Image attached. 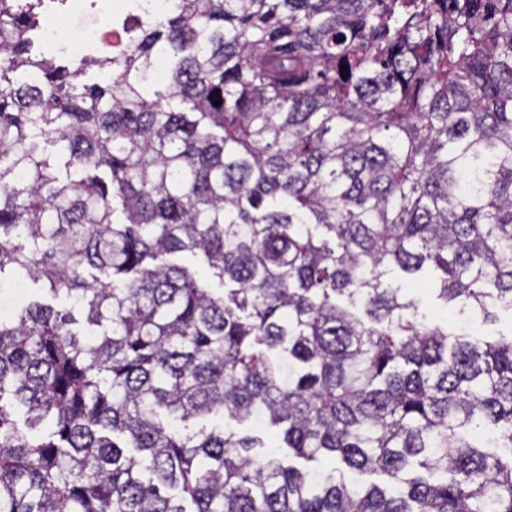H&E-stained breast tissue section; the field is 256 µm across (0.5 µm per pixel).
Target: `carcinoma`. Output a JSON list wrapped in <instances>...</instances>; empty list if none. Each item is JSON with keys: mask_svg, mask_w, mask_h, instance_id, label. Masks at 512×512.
I'll use <instances>...</instances> for the list:
<instances>
[{"mask_svg": "<svg viewBox=\"0 0 512 512\" xmlns=\"http://www.w3.org/2000/svg\"><path fill=\"white\" fill-rule=\"evenodd\" d=\"M36 6L0 0V275L99 333L0 318V512H512V335L388 282L512 311V0H170L77 64ZM42 284L41 282L35 283L30 279H27V295H28V301L30 300H38L40 297L44 299V301L49 302L53 306L56 307V309L59 310H70L73 314V316L76 318L77 323L74 324L72 327L73 329L78 332L81 335H91L94 333V327L89 326L85 322V318L83 314L76 308H73L71 303L65 299V297H60L58 299H52L46 293L41 290ZM413 295L418 303L419 311L426 313L429 317L441 321L448 318V311L429 294L426 288H419L413 291ZM498 321L495 324L484 323L481 318L476 319L470 327L471 334L477 337H499V332L510 334L512 327V315L510 311L496 309Z\"/></svg>", "mask_w": 512, "mask_h": 512, "instance_id": "carcinoma-1", "label": "carcinoma"}]
</instances>
